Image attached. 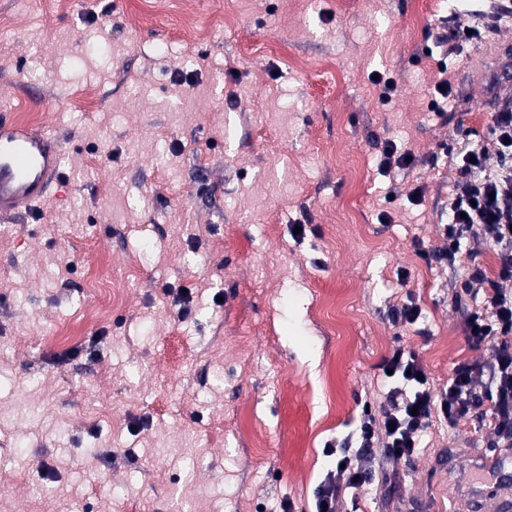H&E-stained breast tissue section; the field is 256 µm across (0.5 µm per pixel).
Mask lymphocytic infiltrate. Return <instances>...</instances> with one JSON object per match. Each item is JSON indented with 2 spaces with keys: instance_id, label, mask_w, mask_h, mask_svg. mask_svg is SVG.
Returning <instances> with one entry per match:
<instances>
[{
  "instance_id": "1",
  "label": "lymphocytic infiltrate",
  "mask_w": 512,
  "mask_h": 512,
  "mask_svg": "<svg viewBox=\"0 0 512 512\" xmlns=\"http://www.w3.org/2000/svg\"><path fill=\"white\" fill-rule=\"evenodd\" d=\"M445 153L459 160L458 177L448 199L446 245L423 252L424 260L456 262L463 240L494 246L499 267L495 278L476 275L468 294L483 297L470 313L467 332L475 347H488L487 377L479 379L467 365L455 367L446 387L434 388L418 356L395 347L385 366L388 388L380 412L366 411L354 431L356 451L341 448L342 466L320 484L316 504L337 512L346 490L368 483L376 472L372 450L412 457L430 422L441 418L457 424L472 408L490 402L497 433L512 435V295L501 284L512 280V106L494 113L483 138H449Z\"/></svg>"
}]
</instances>
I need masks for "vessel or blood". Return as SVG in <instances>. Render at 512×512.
<instances>
[{
	"label": "vessel or blood",
	"mask_w": 512,
	"mask_h": 512,
	"mask_svg": "<svg viewBox=\"0 0 512 512\" xmlns=\"http://www.w3.org/2000/svg\"><path fill=\"white\" fill-rule=\"evenodd\" d=\"M60 137L20 125L0 115V215L13 217L34 211L63 172Z\"/></svg>",
	"instance_id": "1"
}]
</instances>
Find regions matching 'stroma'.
Instances as JSON below:
<instances>
[{"label": "stroma", "mask_w": 512, "mask_h": 512, "mask_svg": "<svg viewBox=\"0 0 512 512\" xmlns=\"http://www.w3.org/2000/svg\"><path fill=\"white\" fill-rule=\"evenodd\" d=\"M181 2L0 0V109L66 142L48 199L0 217V512H314L326 446L380 409L395 346L438 389L488 359L462 283L495 277L494 247L419 253L446 244L443 144L512 102V25L455 40L484 0H193L197 39ZM88 81L98 110L66 111ZM388 142L414 165L382 172ZM103 254L108 324L46 344L102 300ZM409 300L421 318L394 320ZM245 406L265 448L229 426ZM498 439L487 404L434 422L411 458L376 448L383 471L339 510L467 512L459 481Z\"/></svg>", "instance_id": "35a3bbf8"}]
</instances>
